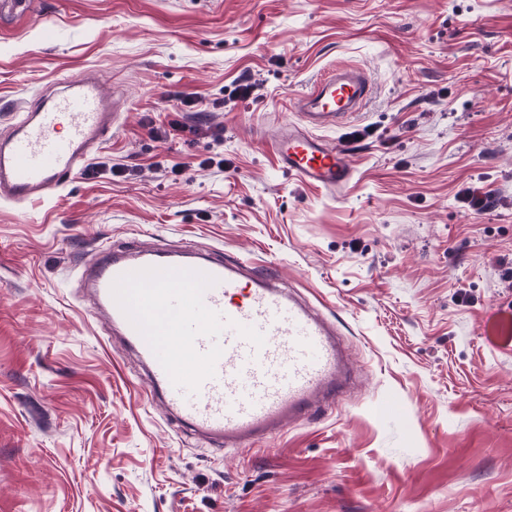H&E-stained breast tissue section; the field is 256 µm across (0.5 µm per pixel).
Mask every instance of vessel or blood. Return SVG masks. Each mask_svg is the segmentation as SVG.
<instances>
[{
	"label": "vessel or blood",
	"instance_id": "1",
	"mask_svg": "<svg viewBox=\"0 0 512 512\" xmlns=\"http://www.w3.org/2000/svg\"><path fill=\"white\" fill-rule=\"evenodd\" d=\"M371 93L366 73L347 67L298 94L303 127L270 144L281 170L306 185L344 188L354 172L322 131L355 115ZM119 111L94 70L66 78L62 94L21 113L0 140V198L47 201L106 140ZM84 284L92 314L145 362L149 402L225 447L248 449L347 387L335 327L276 275L244 274L241 261L103 246Z\"/></svg>",
	"mask_w": 512,
	"mask_h": 512
}]
</instances>
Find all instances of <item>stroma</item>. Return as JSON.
Listing matches in <instances>:
<instances>
[{"mask_svg": "<svg viewBox=\"0 0 512 512\" xmlns=\"http://www.w3.org/2000/svg\"><path fill=\"white\" fill-rule=\"evenodd\" d=\"M346 67L373 94L323 132L354 170L336 192L268 142ZM88 68L124 101L108 171L0 200V512H512V353L487 334L512 304V0H32L0 23V137ZM110 243L272 267L337 320L352 387L239 452L168 419L81 298Z\"/></svg>", "mask_w": 512, "mask_h": 512, "instance_id": "35a3bbf8", "label": "stroma"}]
</instances>
